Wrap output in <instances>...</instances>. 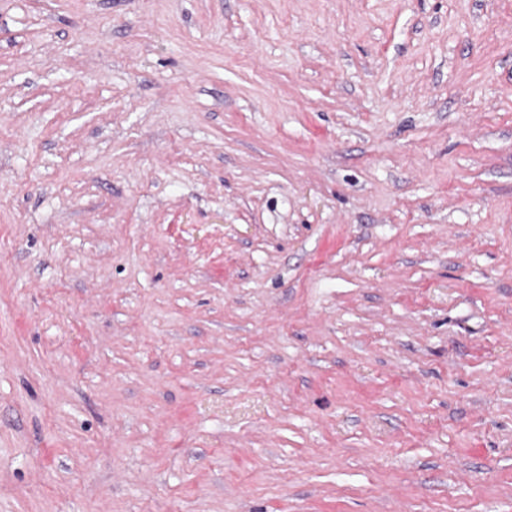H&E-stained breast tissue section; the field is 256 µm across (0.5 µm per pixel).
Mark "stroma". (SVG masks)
Wrapping results in <instances>:
<instances>
[{
    "label": "stroma",
    "mask_w": 512,
    "mask_h": 512,
    "mask_svg": "<svg viewBox=\"0 0 512 512\" xmlns=\"http://www.w3.org/2000/svg\"><path fill=\"white\" fill-rule=\"evenodd\" d=\"M0 512H512V0H0Z\"/></svg>",
    "instance_id": "obj_1"
}]
</instances>
